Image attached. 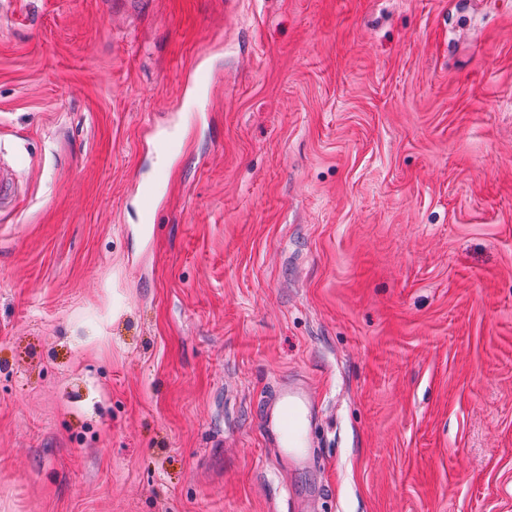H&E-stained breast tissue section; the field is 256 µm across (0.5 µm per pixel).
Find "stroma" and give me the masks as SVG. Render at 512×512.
Masks as SVG:
<instances>
[{
    "label": "stroma",
    "mask_w": 512,
    "mask_h": 512,
    "mask_svg": "<svg viewBox=\"0 0 512 512\" xmlns=\"http://www.w3.org/2000/svg\"><path fill=\"white\" fill-rule=\"evenodd\" d=\"M0 160V512H512V0H0ZM278 400L281 402L280 409L266 414L267 436L276 441L281 438L284 448H305V394L298 388L284 386L279 392Z\"/></svg>",
    "instance_id": "obj_1"
}]
</instances>
